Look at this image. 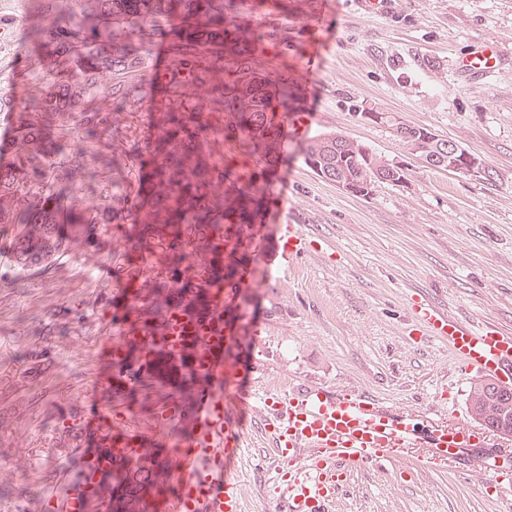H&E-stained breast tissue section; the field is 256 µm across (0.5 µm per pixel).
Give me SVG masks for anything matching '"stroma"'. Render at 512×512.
<instances>
[{
  "label": "stroma",
  "mask_w": 512,
  "mask_h": 512,
  "mask_svg": "<svg viewBox=\"0 0 512 512\" xmlns=\"http://www.w3.org/2000/svg\"><path fill=\"white\" fill-rule=\"evenodd\" d=\"M36 0H0V99L43 97L50 79L42 51L18 50ZM236 0L235 23L257 34L259 69L298 80L301 100L295 134L281 144L279 172L288 176L291 223L310 240L308 253L288 272L265 279L244 295V307L264 322L260 344L242 334L241 376L254 392L320 386L328 393L358 392L380 406L413 416L420 430L434 424L468 426L469 451L439 470L426 468V448H405L383 465L351 476L335 512H512V491L489 481L479 461L494 455L512 467V440L473 421L467 394L476 374L456 363L446 342L413 332L409 301L433 299L449 317L491 323L512 334V0H391L387 12L366 13L362 0ZM332 36L320 71L300 78L315 20ZM490 40L505 60L490 79L465 81L455 60L475 42ZM207 79L187 114L223 122L224 46L214 41L198 62ZM151 62L134 71L100 73L89 104L113 112L98 136L73 122L59 145L83 144L91 172L78 186L76 221L62 227V245L38 264L19 263L12 244L20 227L0 228V512H40L45 499L64 501L80 476L74 442L88 402L121 418L128 404L98 389V347L110 330L111 273L122 252L107 246L106 229L127 231L130 213L162 222L150 197L182 193V176L156 178L143 157V133L167 90L154 86ZM129 93L115 99L114 87ZM379 112L430 129L479 158L491 177L427 166L406 152L393 130L369 120ZM339 133L377 156L408 168L405 184H378L354 196L318 177L304 162L308 137ZM189 167L212 177L213 204L224 206V184L213 175L234 159L223 132L185 143ZM140 170H131L134 159ZM126 173L128 203L116 216L101 196V182ZM95 253L86 263L73 238ZM248 447L233 473L244 490L243 512H273L268 466L275 451L261 417L250 413Z\"/></svg>",
  "instance_id": "stroma-1"
}]
</instances>
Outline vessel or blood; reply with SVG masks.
I'll return each mask as SVG.
<instances>
[{
  "instance_id": "obj_1",
  "label": "vessel or blood",
  "mask_w": 512,
  "mask_h": 512,
  "mask_svg": "<svg viewBox=\"0 0 512 512\" xmlns=\"http://www.w3.org/2000/svg\"><path fill=\"white\" fill-rule=\"evenodd\" d=\"M500 61L499 47L484 42L460 56L456 66L462 76L483 79ZM206 237L205 247L184 252L201 273L202 295H184L166 308L156 325L150 320V302L139 289L169 249L157 242L147 224L134 226L132 235H114V247L134 252L136 259L114 278L122 303L114 308L112 332L100 345L105 356L98 384L108 387L119 381L131 389L145 373L172 375L185 366L198 383L184 398L158 407L149 441L140 426L103 406H86L80 431L92 448L80 479L67 488L66 512H88L97 495L98 474L109 465L108 457L99 453L103 447L143 467L148 475L155 466L164 467L175 485L167 512H242L241 489L232 468L246 445L247 427L236 412L240 392L232 347L238 328L225 314L244 291L256 287L255 268L288 271L304 253L306 241L300 226L288 223L284 208L273 207L254 244L252 263L242 266L228 284L222 226H209ZM411 316L416 325L448 340L464 368L512 387V335L490 324L452 320L427 298L415 300ZM157 334L163 338L158 348L153 345ZM132 343L141 347V358L122 360V352ZM260 413L271 429L281 464L275 486L278 512H328L347 475L391 458L419 435L414 419L387 412L369 396H331L317 386L266 395ZM468 433L464 426L433 428L425 440L430 449L426 464L441 467L462 454Z\"/></svg>"
}]
</instances>
